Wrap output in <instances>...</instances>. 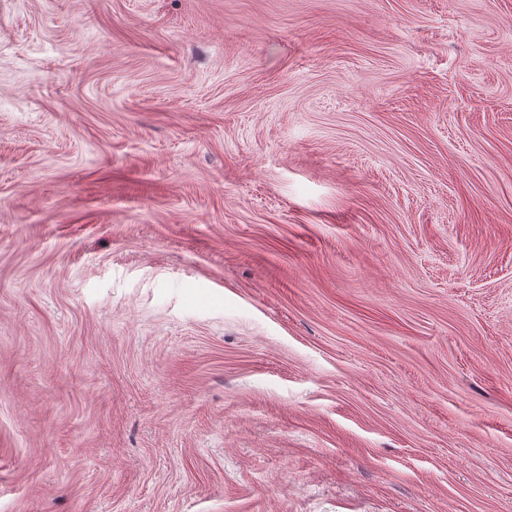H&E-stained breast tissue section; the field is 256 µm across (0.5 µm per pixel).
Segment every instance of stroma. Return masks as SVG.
Returning <instances> with one entry per match:
<instances>
[{
	"label": "stroma",
	"instance_id": "35a3bbf8",
	"mask_svg": "<svg viewBox=\"0 0 512 512\" xmlns=\"http://www.w3.org/2000/svg\"><path fill=\"white\" fill-rule=\"evenodd\" d=\"M0 512H512V0H0Z\"/></svg>",
	"mask_w": 512,
	"mask_h": 512
}]
</instances>
